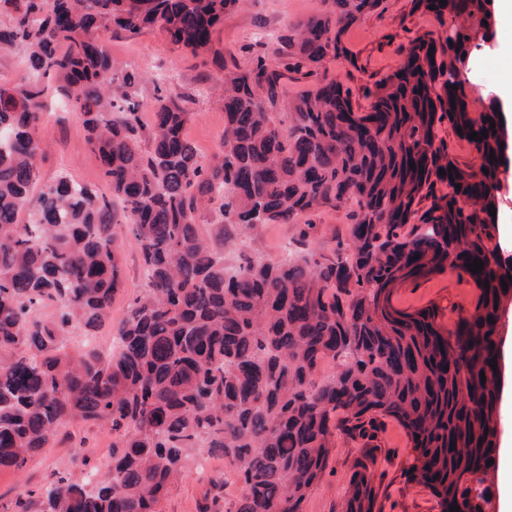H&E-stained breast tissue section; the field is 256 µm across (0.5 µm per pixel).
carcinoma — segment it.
I'll use <instances>...</instances> for the list:
<instances>
[{"label":"carcinoma","mask_w":512,"mask_h":512,"mask_svg":"<svg viewBox=\"0 0 512 512\" xmlns=\"http://www.w3.org/2000/svg\"><path fill=\"white\" fill-rule=\"evenodd\" d=\"M329 2L283 27L272 54L254 53L244 68L215 47L242 0H0L10 13L0 49L22 52L26 72L0 84L9 132L0 140V471L22 470L72 420L112 432L107 478L92 488L58 477L42 512H162L169 486L204 448L236 472L234 512H302L337 431L364 448L342 512H375L386 419L409 438L406 485L427 489L438 512H495L487 461L501 373L489 362L499 359L512 302V257L500 254L489 206H498L505 131L495 99L475 95L468 79L471 50L493 26L491 4L411 0L441 31L410 42L369 90L368 111L321 80L284 104L282 128L280 81L349 55L344 33L383 0ZM100 29L129 38L155 29L212 55L224 71L212 159L184 134L192 95L155 84L151 124L141 122L146 78L112 59ZM51 74L64 81L109 196L66 176L33 194ZM445 123L471 161L438 139ZM350 200L359 210L347 240L292 262L251 254L225 274L224 250L240 238L293 224L306 247L314 214ZM204 209L214 215L207 224L198 222ZM122 220L133 225L145 288L118 327L117 355L72 354L63 336L100 328L122 290L112 233ZM476 260L484 267L474 274L466 264ZM447 270L475 288L453 326L435 307L393 305L399 288ZM329 360L334 373L318 375Z\"/></svg>","instance_id":"obj_1"}]
</instances>
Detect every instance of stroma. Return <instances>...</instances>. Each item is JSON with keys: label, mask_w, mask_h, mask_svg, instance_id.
Wrapping results in <instances>:
<instances>
[{"label": "stroma", "mask_w": 512, "mask_h": 512, "mask_svg": "<svg viewBox=\"0 0 512 512\" xmlns=\"http://www.w3.org/2000/svg\"><path fill=\"white\" fill-rule=\"evenodd\" d=\"M325 0H244L242 8L225 19L216 34L221 47L235 53L239 64H248L250 57L243 45L253 43L257 32L280 30L297 24L309 16L326 11ZM435 23L427 16L412 12L411 0H383L381 12L369 15L351 27L344 36L351 59H328L318 77L306 78L289 74L281 82V94L293 99L314 88L317 79L340 83L351 92L355 111L364 112L370 101L364 95L366 86L391 73L400 63L405 49L415 36L434 30ZM104 49L116 61L130 64L146 75L167 71L174 75L167 91L176 96L192 94V114L185 134L203 159H210L219 149L224 130V109L217 93L199 85L203 69L202 57L169 43L162 35L148 30L128 38L103 31L99 34ZM504 32L492 33L490 39L471 57L469 78L477 93L494 92L512 63L498 54ZM48 84L56 92L49 98L50 106L39 127L38 136L44 146L39 157L40 184L53 183L67 175L99 192H106L105 179L95 155L89 150L81 121L57 89L63 80L49 76ZM115 244L123 262L125 290L112 304V323L98 334L102 345H110L117 325L126 316L130 304L143 290L145 278L134 248L130 225L115 227ZM474 287L456 274H435L415 286L399 288L393 296L395 307L414 312L437 307L440 321L453 325L459 306L469 305ZM501 392L499 439L512 437V307L500 321ZM69 439L63 444L42 449L28 458L22 471L0 472V512H15V503L28 491H43L56 479L58 472L70 467L73 459L88 458L99 469H106L112 456V435L109 431L81 422L68 426ZM381 453L378 467L382 474L376 483L379 512H435L430 494L420 487L406 486L401 471L409 461L407 435L394 420H387L379 435ZM362 453L360 441L344 433L332 438V450L322 480L309 492L303 512H342V503L353 462ZM207 473L188 467L170 488L163 501V512H234V503L241 486L233 468L223 457L214 456Z\"/></svg>", "instance_id": "1"}]
</instances>
